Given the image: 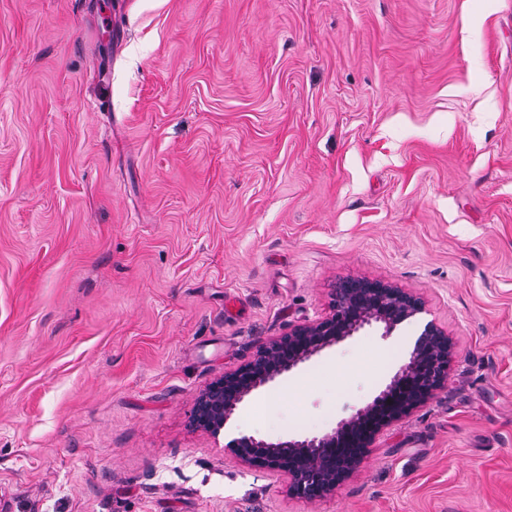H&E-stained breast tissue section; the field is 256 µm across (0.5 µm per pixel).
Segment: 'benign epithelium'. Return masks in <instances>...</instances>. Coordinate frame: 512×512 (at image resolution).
I'll return each instance as SVG.
<instances>
[{"label":"benign epithelium","instance_id":"7a95c632","mask_svg":"<svg viewBox=\"0 0 512 512\" xmlns=\"http://www.w3.org/2000/svg\"><path fill=\"white\" fill-rule=\"evenodd\" d=\"M423 310L420 297L366 278L341 281L325 316L288 327L267 340L256 355L208 384L198 395L190 426L217 434L248 397L312 357L373 324L389 336ZM454 346L448 334L425 325L410 353L374 400L341 419L320 437L267 442L254 436L234 440L232 451L248 466L278 472L288 479V494L306 500L333 495L361 466L375 437L392 423L435 397L448 384Z\"/></svg>","mask_w":512,"mask_h":512}]
</instances>
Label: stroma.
I'll return each mask as SVG.
<instances>
[{"label": "stroma", "mask_w": 512, "mask_h": 512, "mask_svg": "<svg viewBox=\"0 0 512 512\" xmlns=\"http://www.w3.org/2000/svg\"><path fill=\"white\" fill-rule=\"evenodd\" d=\"M350 277L424 310L190 427ZM429 322L447 388L335 495L235 457L330 432ZM0 496L512 512V0H0Z\"/></svg>", "instance_id": "1"}]
</instances>
